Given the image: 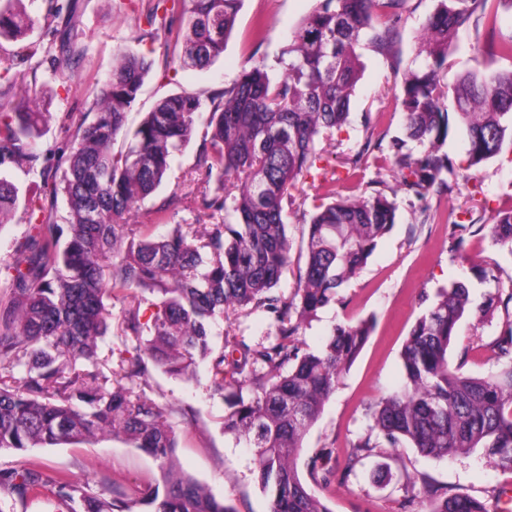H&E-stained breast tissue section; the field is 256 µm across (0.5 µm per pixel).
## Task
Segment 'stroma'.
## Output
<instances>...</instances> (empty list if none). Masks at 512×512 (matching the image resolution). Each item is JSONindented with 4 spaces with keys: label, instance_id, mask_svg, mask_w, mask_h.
Segmentation results:
<instances>
[{
    "label": "stroma",
    "instance_id": "35a3bbf8",
    "mask_svg": "<svg viewBox=\"0 0 512 512\" xmlns=\"http://www.w3.org/2000/svg\"><path fill=\"white\" fill-rule=\"evenodd\" d=\"M315 4L316 0H242L223 55L199 69L176 65L180 47L155 37L148 22L155 12L179 16L181 0H82L81 41L86 53L69 70L68 82L50 84L37 100V108L46 114L38 149L50 156L52 164L62 163L74 126L95 96L97 79L111 73L114 58L124 47L137 48L153 61L143 93L128 114L127 126L132 129L164 96L184 89L214 92L232 83L249 60L274 63ZM437 6L438 0H404L396 15H374L358 49L361 73L348 123L333 139L318 144L323 165L334 173L335 180L328 186L302 180L299 191L307 197V204L288 205L283 211L292 262L277 291L288 296L304 264L303 222L313 211L311 198L330 191L340 197L380 192L396 206L391 231L379 240L364 269L344 286V304L320 310L300 331L303 348L315 350L334 325L370 317L375 320L368 342L304 441L298 459L302 472L323 448L333 451L331 467L342 469L347 451L369 425V407L400 385L399 351L425 309L422 295L435 294L437 288L454 280L467 281L474 310L458 327L450 360L461 364L467 374L485 375L495 368L492 345L506 315L500 310L493 319L482 320L476 307L488 294H512V251L495 245L485 229L496 210L512 208V155L506 153L480 167H468L464 137L452 132L444 150L455 173L448 176L445 187L432 188L422 198L400 189L391 161V142L405 135L400 107L402 74L416 65L424 23ZM388 26L395 27L397 38L390 51L382 54L372 48L370 40L375 31ZM489 38L480 15H473L459 28L444 71L448 84H455L473 68L512 69L511 61L481 54ZM203 138V133H196L166 183L145 202L139 215L130 218V225L147 224L153 234L161 235L168 225L195 223L203 210L196 198L204 179L200 167ZM0 175L20 190L11 219L0 225V297L5 299L9 296V266L28 237L31 220L41 221L49 215L59 222L66 210L60 201L49 213H31V206L37 205L42 195L39 173L6 163L0 165ZM477 268L487 271L486 280L474 276ZM212 332L218 342L231 335L249 344L273 342L277 334L273 321L261 313L216 320ZM135 389L168 410L179 438L176 457L185 472L208 486L216 497L226 499L236 512H269V499L254 481L252 449L224 431V401L211 388L207 366H200L188 380L152 366L136 380ZM24 457L93 487L110 481L114 491L134 500L163 486L157 461L109 433L86 444L33 448ZM380 462V457H370L347 479L316 486L315 491L326 497L332 512H429L432 503L421 486L407 481L408 475L424 473L448 493L479 499L488 512H499V492L512 497V471L489 465L478 452L433 460L415 449L400 448L389 460L391 478L384 482L375 477Z\"/></svg>",
    "mask_w": 512,
    "mask_h": 512
}]
</instances>
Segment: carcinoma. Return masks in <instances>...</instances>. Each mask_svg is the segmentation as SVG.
I'll list each match as a JSON object with an SVG mask.
<instances>
[{"label": "carcinoma", "mask_w": 512, "mask_h": 512, "mask_svg": "<svg viewBox=\"0 0 512 512\" xmlns=\"http://www.w3.org/2000/svg\"><path fill=\"white\" fill-rule=\"evenodd\" d=\"M21 2L0 0V40L29 38L33 20ZM45 2L56 22L52 38L29 43L22 52L50 61L54 75L62 77L84 53L81 4ZM400 2L318 0L278 59L281 77L259 61L206 98L189 89L167 95L115 152L114 141L152 70V61L138 50L119 53L75 126L61 176H52L48 186L53 198L64 200L65 224L34 226L13 262L11 297L0 300V451L82 444L112 432L159 462L164 492L138 501L105 486L95 492L29 460L0 469V490L26 500L48 488L65 512H236L180 469L178 437L166 408L134 391L149 360L175 378L209 366L213 390L224 400V432L254 448V472L270 500L269 512H332L300 476L297 459L372 325L339 323L316 351L302 348L296 336L318 310L342 301L340 288L392 229L396 207L380 192L315 205L306 224L305 267L289 297L275 293L291 265L283 210L299 178L322 159L316 142L348 121L362 31L375 11ZM487 2L439 0L419 42L422 62L405 74L400 101L406 135L424 150L415 157L404 151L402 139L393 140L391 150L401 188L417 197L442 172L455 174L441 153L451 110L467 135L468 166L497 157L506 146L512 150V70L469 72L451 88L442 76L455 33ZM240 4L184 0L178 30L165 23L161 30L181 43L183 62L203 68L224 53ZM394 38L395 29L387 27L371 44L384 52ZM484 52L512 60V34L491 38ZM6 97L16 103L0 107V163L24 162L32 169L40 160L35 142L44 113L31 109L22 81L0 83V100ZM204 112L202 206L222 214V222L205 224L201 232L172 224L162 236L147 230L129 235L126 218L163 185ZM18 198V186L0 176V223ZM487 228L493 242L512 252V209L498 211ZM146 293L154 296L156 311L143 323ZM114 298L124 305L121 334L140 339L121 380L97 367V342L111 326L108 301ZM259 310L274 322L277 343L251 346L227 336L221 347L213 345L216 319ZM470 310L466 282L437 290L402 344L401 385L371 410L372 426L347 454L342 477L371 456L388 458L406 446L435 460L479 449L496 466L512 470V321L493 343L497 369L467 375L450 366L448 350ZM82 360L91 368H78ZM17 367L24 368L19 379ZM331 455L324 448L312 457L314 482L327 486L335 478L323 463ZM429 512L487 509L476 498L447 494Z\"/></svg>", "instance_id": "carcinoma-1"}]
</instances>
